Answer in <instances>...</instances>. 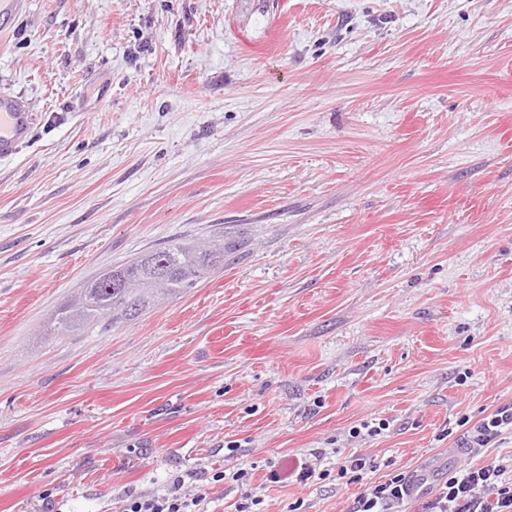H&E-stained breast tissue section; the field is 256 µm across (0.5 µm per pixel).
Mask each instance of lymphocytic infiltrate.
I'll use <instances>...</instances> for the list:
<instances>
[{"label": "lymphocytic infiltrate", "mask_w": 512, "mask_h": 512, "mask_svg": "<svg viewBox=\"0 0 512 512\" xmlns=\"http://www.w3.org/2000/svg\"><path fill=\"white\" fill-rule=\"evenodd\" d=\"M458 424L464 429L462 445L467 454L477 455L504 432L512 431V403L499 406L475 422L460 418ZM379 468L375 458L354 454L334 473L306 460L284 473L271 471L269 480H289L305 487L334 476L350 484H363L350 512H401L411 500L417 504L416 512H512V470L498 460L459 466L428 491L415 488L412 477L401 467L388 473L385 480H373L372 475ZM227 479L244 485L249 483L251 473L244 467L230 473L218 471L210 482L190 491L184 488V477L178 476L164 492L128 494L125 512H203L212 485Z\"/></svg>", "instance_id": "f902f5d3"}]
</instances>
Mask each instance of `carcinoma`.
<instances>
[{"instance_id": "obj_1", "label": "carcinoma", "mask_w": 512, "mask_h": 512, "mask_svg": "<svg viewBox=\"0 0 512 512\" xmlns=\"http://www.w3.org/2000/svg\"><path fill=\"white\" fill-rule=\"evenodd\" d=\"M239 245L226 231L203 244L178 239L147 251L87 282L54 311V328L68 333L91 323L131 321L209 278Z\"/></svg>"}]
</instances>
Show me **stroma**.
<instances>
[{
	"instance_id": "stroma-1",
	"label": "stroma",
	"mask_w": 512,
	"mask_h": 512,
	"mask_svg": "<svg viewBox=\"0 0 512 512\" xmlns=\"http://www.w3.org/2000/svg\"><path fill=\"white\" fill-rule=\"evenodd\" d=\"M1 89L38 121L0 160V512H122L241 462L268 512H349L359 484L267 475L317 448L441 474L444 429L512 403V0H27ZM227 229L196 288L50 328ZM239 245V239L224 231L204 244L178 239L147 251L87 282L73 299L54 311V328L68 333L105 320L113 324L136 319L209 278L224 266V256ZM160 267L163 274L156 272Z\"/></svg>"
}]
</instances>
